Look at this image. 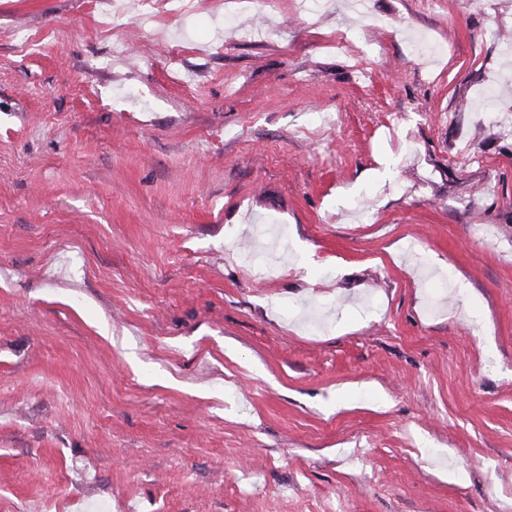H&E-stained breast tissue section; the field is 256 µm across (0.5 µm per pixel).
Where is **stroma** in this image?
<instances>
[{
  "mask_svg": "<svg viewBox=\"0 0 512 512\" xmlns=\"http://www.w3.org/2000/svg\"><path fill=\"white\" fill-rule=\"evenodd\" d=\"M509 111L512 0H0V512H512Z\"/></svg>",
  "mask_w": 512,
  "mask_h": 512,
  "instance_id": "1",
  "label": "stroma"
}]
</instances>
